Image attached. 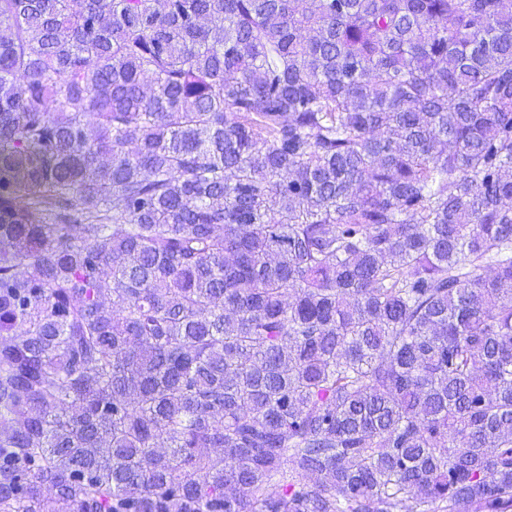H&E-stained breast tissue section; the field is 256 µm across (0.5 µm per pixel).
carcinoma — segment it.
<instances>
[{
	"mask_svg": "<svg viewBox=\"0 0 512 512\" xmlns=\"http://www.w3.org/2000/svg\"><path fill=\"white\" fill-rule=\"evenodd\" d=\"M0 512H512V0H0Z\"/></svg>",
	"mask_w": 512,
	"mask_h": 512,
	"instance_id": "cac0c4a2",
	"label": "carcinoma"
}]
</instances>
